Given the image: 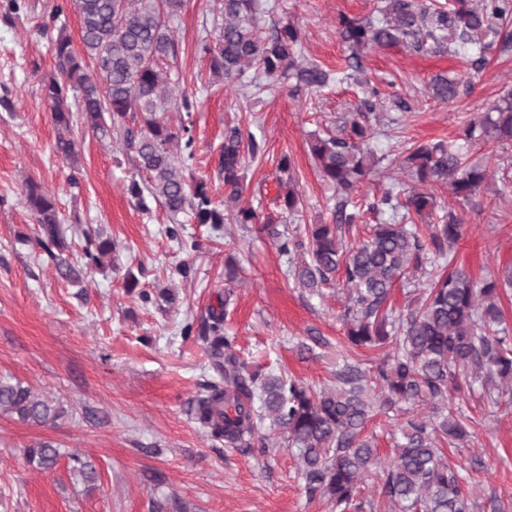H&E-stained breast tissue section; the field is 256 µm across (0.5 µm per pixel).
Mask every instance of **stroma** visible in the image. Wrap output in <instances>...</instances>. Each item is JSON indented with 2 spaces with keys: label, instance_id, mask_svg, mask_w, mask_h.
Returning a JSON list of instances; mask_svg holds the SVG:
<instances>
[{
  "label": "stroma",
  "instance_id": "obj_1",
  "mask_svg": "<svg viewBox=\"0 0 512 512\" xmlns=\"http://www.w3.org/2000/svg\"><path fill=\"white\" fill-rule=\"evenodd\" d=\"M58 2L26 0L18 17L0 15V376L66 411L42 426L0 416V512H331L325 500H309L288 449L263 454L233 448L200 426L190 401L214 374L203 341L182 339L180 329L207 316L229 284L227 269H235L225 328L236 336L241 356L321 387L331 383L336 352L345 346L342 291L328 286L322 295H308L288 275L287 259L272 239L251 224L215 227L184 214L182 241L168 238L167 211L153 200L140 208L127 191L135 153L119 133L100 139L76 128L82 172L78 186L70 185L42 91L54 72L57 32L40 26ZM262 3L263 29L293 23L303 59L336 72L348 55L336 31L339 14L376 16L380 0ZM212 8L213 0H185L172 23L179 53L170 70L182 75V88L196 102L190 175L223 199L224 129L241 126L263 146L261 156L246 164L245 202L269 210L279 160L293 157L303 206L289 219L292 227L331 219L335 191L320 177L309 146L341 125L361 96L362 81L380 91L371 128L383 157L375 176L352 194L367 203L405 181L398 157L406 146L456 138L467 120L512 89V48L497 46L480 71L459 56L415 54L397 45L369 51L359 80L317 91L295 89L290 79L260 91L247 75L214 84L207 59L196 51ZM444 73L463 80L459 97L448 103L425 92L432 77ZM470 160L488 175L469 204L454 205L445 188L435 194L463 220L454 266L481 279L512 264V191L503 189L512 176V146L481 145ZM29 179L57 197L68 260H79L89 230L115 241L111 266L78 285L59 276L25 203ZM183 263L193 269L190 279L173 273ZM130 272L150 293L170 289L174 303H145L127 293ZM311 333L330 347L306 359L298 345ZM448 405L475 422L468 447L447 449L449 461L465 465L472 483L512 506V402L491 411L460 392ZM39 441L61 451L52 470L35 469L25 459V448ZM73 454L93 462L96 488L70 474Z\"/></svg>",
  "mask_w": 512,
  "mask_h": 512
}]
</instances>
